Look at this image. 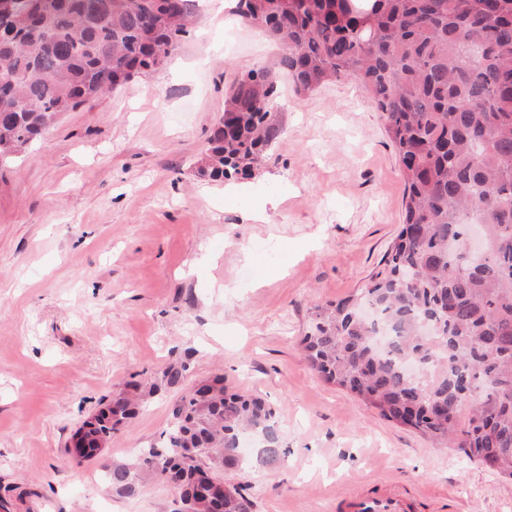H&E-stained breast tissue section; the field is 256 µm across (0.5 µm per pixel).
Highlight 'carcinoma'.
I'll return each instance as SVG.
<instances>
[{
  "mask_svg": "<svg viewBox=\"0 0 512 512\" xmlns=\"http://www.w3.org/2000/svg\"><path fill=\"white\" fill-rule=\"evenodd\" d=\"M0 39V154L56 117L156 71L189 33L192 0H8ZM282 53L240 74L197 172L247 178L280 134L277 74L298 96L353 79L381 112L406 186L404 219L359 294L317 306L300 339L311 367L385 420L512 478V0H235ZM185 359L132 381L92 413L108 443ZM468 406L462 407L463 391ZM257 434L280 461L273 407L202 380L172 407L161 442L105 465L117 498L157 478L193 512H255L241 484L212 481Z\"/></svg>",
  "mask_w": 512,
  "mask_h": 512,
  "instance_id": "carcinoma-1",
  "label": "carcinoma"
}]
</instances>
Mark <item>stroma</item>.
Instances as JSON below:
<instances>
[{
  "instance_id": "35a3bbf8",
  "label": "stroma",
  "mask_w": 512,
  "mask_h": 512,
  "mask_svg": "<svg viewBox=\"0 0 512 512\" xmlns=\"http://www.w3.org/2000/svg\"><path fill=\"white\" fill-rule=\"evenodd\" d=\"M232 7L210 0L160 73L61 115L0 167V503L172 512L158 481L113 497L101 465L156 442L184 387L220 374L277 413L280 461L235 476L256 512H336L345 496L394 487L422 512H512V479L384 420L322 381L298 345L315 307L384 269L401 226L404 180L359 82L299 97L280 76L281 133L252 177L198 175L225 90L278 58ZM184 357V386L102 459L69 464L87 414Z\"/></svg>"
}]
</instances>
